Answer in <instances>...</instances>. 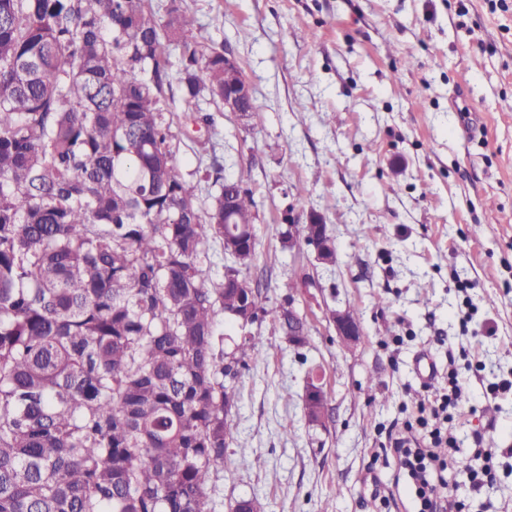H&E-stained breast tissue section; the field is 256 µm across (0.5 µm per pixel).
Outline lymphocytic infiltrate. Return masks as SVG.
<instances>
[{
  "mask_svg": "<svg viewBox=\"0 0 512 512\" xmlns=\"http://www.w3.org/2000/svg\"><path fill=\"white\" fill-rule=\"evenodd\" d=\"M460 395L459 372L449 368L447 390L436 399H422L416 415L391 438L418 512H469L474 496L495 479L492 453L477 448L471 464L461 462L460 444L450 428Z\"/></svg>",
  "mask_w": 512,
  "mask_h": 512,
  "instance_id": "lymphocytic-infiltrate-1",
  "label": "lymphocytic infiltrate"
}]
</instances>
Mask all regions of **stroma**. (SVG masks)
<instances>
[{
	"label": "stroma",
	"mask_w": 512,
	"mask_h": 512,
	"mask_svg": "<svg viewBox=\"0 0 512 512\" xmlns=\"http://www.w3.org/2000/svg\"><path fill=\"white\" fill-rule=\"evenodd\" d=\"M186 4L239 62L259 112L243 121L205 102L209 127L174 112L176 158L200 209L217 167L252 192L250 276L264 306L294 296L310 327L295 349L271 320L253 325L267 355L237 380L224 451L234 477L213 476L217 512L242 498L265 512H378L370 494L392 490L398 472L388 433L420 397L414 359L446 370L452 346L482 366L464 383L457 438L496 452L475 512H512V394L486 392L512 380V0ZM313 216L335 242L333 267L280 244L287 225ZM340 308L363 328L349 347L329 320ZM316 367L323 429L302 410Z\"/></svg>",
	"instance_id": "1"
}]
</instances>
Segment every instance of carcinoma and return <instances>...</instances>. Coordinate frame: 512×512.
<instances>
[{
  "label": "carcinoma",
  "instance_id": "1",
  "mask_svg": "<svg viewBox=\"0 0 512 512\" xmlns=\"http://www.w3.org/2000/svg\"><path fill=\"white\" fill-rule=\"evenodd\" d=\"M174 83L185 111L224 105L185 0H0V512H216L234 379L263 355L224 350V309L251 296L288 339L250 277L253 195L237 224L222 182L195 204Z\"/></svg>",
  "mask_w": 512,
  "mask_h": 512
}]
</instances>
